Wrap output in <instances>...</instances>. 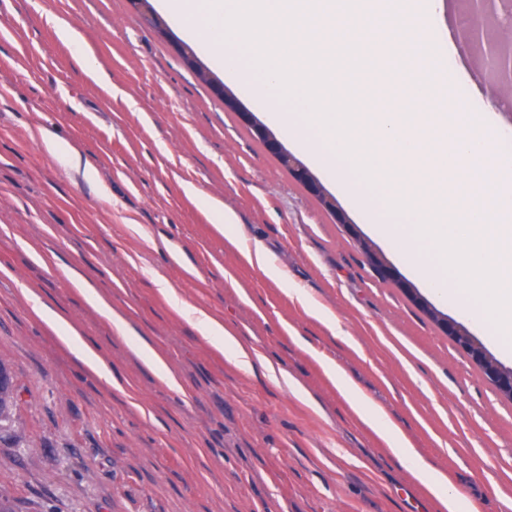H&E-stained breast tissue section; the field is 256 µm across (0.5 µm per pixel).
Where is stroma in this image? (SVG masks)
Listing matches in <instances>:
<instances>
[{"label": "stroma", "mask_w": 512, "mask_h": 512, "mask_svg": "<svg viewBox=\"0 0 512 512\" xmlns=\"http://www.w3.org/2000/svg\"><path fill=\"white\" fill-rule=\"evenodd\" d=\"M448 74L462 109L495 96L445 0ZM82 34L87 74L56 29ZM129 0H0V361L19 388L0 433V501L11 512H435L432 497L350 409L324 370L340 365L473 512H512V400L442 327L483 332L410 276L312 161L304 183L241 113L250 90L214 59L202 82ZM78 146L96 181L71 176L43 144ZM331 199L344 223L323 206ZM218 200L241 226L230 243ZM262 246L278 272L247 256ZM383 259L379 277L368 257ZM81 273L125 326L89 305ZM168 282L163 295L157 281ZM75 325L112 366L89 371L32 309ZM196 308L269 359L236 368L185 318ZM335 315L332 329L325 313ZM146 340L169 386L133 351Z\"/></svg>", "instance_id": "1"}]
</instances>
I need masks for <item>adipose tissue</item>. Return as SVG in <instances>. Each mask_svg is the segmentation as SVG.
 <instances>
[{"label": "adipose tissue", "instance_id": "obj_1", "mask_svg": "<svg viewBox=\"0 0 512 512\" xmlns=\"http://www.w3.org/2000/svg\"><path fill=\"white\" fill-rule=\"evenodd\" d=\"M185 314L203 334L222 346L238 369L251 373L260 371L272 374L271 364L248 350L221 321L197 309H186ZM325 370L335 381L349 407L387 447L395 451L402 464L410 469L415 479L437 500L441 512H464V495L449 484L444 473L432 467L414 448H411L402 429L391 420L385 410L371 400L340 366L330 362L326 364Z\"/></svg>", "mask_w": 512, "mask_h": 512}]
</instances>
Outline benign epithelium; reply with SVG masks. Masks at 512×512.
Returning a JSON list of instances; mask_svg holds the SVG:
<instances>
[{
    "label": "benign epithelium",
    "instance_id": "7a95c632",
    "mask_svg": "<svg viewBox=\"0 0 512 512\" xmlns=\"http://www.w3.org/2000/svg\"><path fill=\"white\" fill-rule=\"evenodd\" d=\"M468 23L463 28L465 39L479 47L483 61L493 77L496 90L512 85V43L491 40L487 27L501 19L512 18V0H466ZM448 335L465 348L472 359L484 366L486 372L501 393L512 395V369L499 365L476 344L469 334L455 323H444Z\"/></svg>",
    "mask_w": 512,
    "mask_h": 512
}]
</instances>
